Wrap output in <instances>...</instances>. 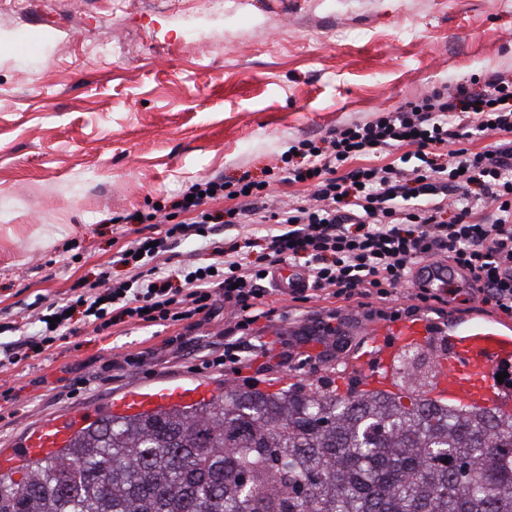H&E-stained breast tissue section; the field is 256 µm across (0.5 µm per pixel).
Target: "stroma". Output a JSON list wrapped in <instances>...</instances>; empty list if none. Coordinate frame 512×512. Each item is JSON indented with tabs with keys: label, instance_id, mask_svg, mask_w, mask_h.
Listing matches in <instances>:
<instances>
[{
	"label": "stroma",
	"instance_id": "stroma-1",
	"mask_svg": "<svg viewBox=\"0 0 512 512\" xmlns=\"http://www.w3.org/2000/svg\"><path fill=\"white\" fill-rule=\"evenodd\" d=\"M31 0L24 15L0 0V343L38 327L35 299L80 293L148 224L115 218L171 207L196 180H263L289 141L364 120L420 91L489 71L512 72V0ZM419 303L408 291L307 303L269 288L270 318L254 335L277 353L315 330L322 309L343 346L298 345L288 364L207 368L233 307L164 347L150 323L96 334L83 325L39 356L0 368V449L70 411L102 406L134 385L207 381L270 392L331 375L367 345L371 325L449 311L491 313L462 290ZM143 357L123 372L112 360Z\"/></svg>",
	"mask_w": 512,
	"mask_h": 512
}]
</instances>
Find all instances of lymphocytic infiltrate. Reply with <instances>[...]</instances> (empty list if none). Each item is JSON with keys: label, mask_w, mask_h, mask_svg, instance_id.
I'll return each mask as SVG.
<instances>
[{"label": "lymphocytic infiltrate", "mask_w": 512, "mask_h": 512, "mask_svg": "<svg viewBox=\"0 0 512 512\" xmlns=\"http://www.w3.org/2000/svg\"><path fill=\"white\" fill-rule=\"evenodd\" d=\"M490 132L497 141L472 150ZM396 149L398 161L356 164ZM281 160L290 166L289 182L310 186L306 199L272 209L264 180L192 184L172 205L180 222L114 256V264L131 268L129 279L104 271L75 300L50 303L38 317L41 333L6 344L0 358L16 364L34 357L78 318L99 332L140 321L174 325L208 317L221 301L236 308L240 337L225 343L213 365L265 354L248 330L267 315L265 273L286 259L303 262L316 298L385 299L411 285L421 301L430 289L414 268L426 259L512 316V73H487L479 89L466 82L430 87L370 119L336 125L322 139L291 141ZM231 197L239 206L209 210V202ZM209 222L279 228L254 239L249 251L235 242L214 245L211 264L182 266L181 284L173 286L163 257Z\"/></svg>", "instance_id": "1"}]
</instances>
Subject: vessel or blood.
<instances>
[{
    "label": "vessel or blood",
    "instance_id": "1",
    "mask_svg": "<svg viewBox=\"0 0 512 512\" xmlns=\"http://www.w3.org/2000/svg\"><path fill=\"white\" fill-rule=\"evenodd\" d=\"M282 294H290L307 283L303 269L284 266L274 273ZM433 333L430 322L414 318L398 320L369 331L370 355L355 364L365 389L396 392L392 376L394 363L409 344L426 343ZM448 347L440 352V369L427 395L452 407L478 411L498 409L512 412V388L499 383L496 376L512 365V329L492 318L463 319L448 317ZM207 382H183L156 387H139L113 399L108 408L111 417L145 415L173 406H190L216 398ZM95 408L64 413L29 430L18 450L0 452V475L23 471L32 458H50L67 447L75 433L93 423Z\"/></svg>",
    "mask_w": 512,
    "mask_h": 512
}]
</instances>
